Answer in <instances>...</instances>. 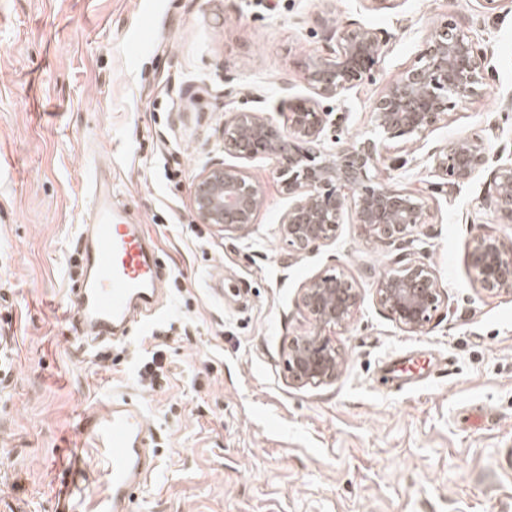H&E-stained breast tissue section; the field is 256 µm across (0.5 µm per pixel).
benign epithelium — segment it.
Wrapping results in <instances>:
<instances>
[{
	"label": "benign epithelium",
	"instance_id": "7a95c632",
	"mask_svg": "<svg viewBox=\"0 0 512 512\" xmlns=\"http://www.w3.org/2000/svg\"><path fill=\"white\" fill-rule=\"evenodd\" d=\"M384 31L353 25L336 31V48L311 60L306 78L316 97L339 98L363 78L373 77L386 43ZM487 56L452 21L437 26L418 60L391 81L372 110L376 138L349 141L336 154L321 149L330 113L319 109L316 97L289 105L288 129L272 125L257 112H237L224 123L225 145L241 159L267 157L288 194V210L280 230L288 249L302 253L335 239L346 211L369 238L402 250L411 245L424 223L423 195L389 188L372 173L385 160L387 143L403 144L423 137L448 121L456 101L487 92ZM435 171L448 184L470 181L485 170L488 153L478 138L459 136L428 153ZM490 204L498 223L512 224V163L494 170ZM261 192L238 166L214 164L196 177L192 202L201 224L244 231L255 223ZM469 255L479 283L490 293H512V245L492 234L469 242ZM398 266L380 274L374 288L376 303L407 333L423 331L445 304L434 270L401 254ZM363 300L362 289L343 270L311 279L299 303L312 322V332L289 341L285 366L298 385H329L340 376L342 348L331 333L349 324Z\"/></svg>",
	"mask_w": 512,
	"mask_h": 512
}]
</instances>
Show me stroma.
<instances>
[{"mask_svg": "<svg viewBox=\"0 0 512 512\" xmlns=\"http://www.w3.org/2000/svg\"><path fill=\"white\" fill-rule=\"evenodd\" d=\"M454 20L487 52V93L409 145L379 181L427 190V159L461 135L483 138L489 170L426 197L411 250L448 299L426 329L402 331L377 305L393 248L344 215L306 253L280 233L288 196L275 163L224 146L241 111L287 125L309 98L310 59L334 29L379 28L378 71L321 109L338 142L371 134L375 100L413 65L433 27ZM512 161V0H0V336L13 352L0 378V512H56L55 486L79 413L108 389L130 393L157 431L158 469L133 512H512V294L481 289L468 243H512L486 203L491 168ZM221 162L259 186L242 232L198 223L197 175ZM114 205L145 225L164 262L163 300L125 340L93 347L66 311L78 274V226L95 171ZM344 270L364 299L336 332L335 383L289 380L284 350L309 331L299 304L311 278ZM159 352L154 382L137 370ZM424 365L407 378L408 360Z\"/></svg>", "mask_w": 512, "mask_h": 512, "instance_id": "stroma-1", "label": "stroma"}]
</instances>
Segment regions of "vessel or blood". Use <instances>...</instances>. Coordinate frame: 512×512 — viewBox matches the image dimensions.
<instances>
[{
  "instance_id": "b4317fda",
  "label": "vessel or blood",
  "mask_w": 512,
  "mask_h": 512,
  "mask_svg": "<svg viewBox=\"0 0 512 512\" xmlns=\"http://www.w3.org/2000/svg\"><path fill=\"white\" fill-rule=\"evenodd\" d=\"M112 177L94 173L92 205L79 228L82 277L72 290V330L108 344L159 302L163 267L145 225L117 221ZM63 470L58 512H132L134 497L157 470L154 435L142 408L110 396L104 409L80 414Z\"/></svg>"
}]
</instances>
